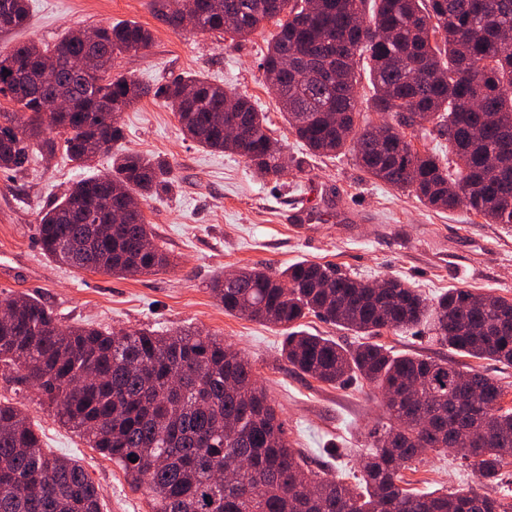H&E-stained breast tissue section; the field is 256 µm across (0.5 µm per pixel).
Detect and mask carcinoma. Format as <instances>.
Returning <instances> with one entry per match:
<instances>
[{
    "instance_id": "carcinoma-1",
    "label": "carcinoma",
    "mask_w": 512,
    "mask_h": 512,
    "mask_svg": "<svg viewBox=\"0 0 512 512\" xmlns=\"http://www.w3.org/2000/svg\"><path fill=\"white\" fill-rule=\"evenodd\" d=\"M174 30L245 38L266 22L278 31L260 63L295 136L313 153L352 150L364 171L439 210L466 208L512 224V0H152ZM30 20L28 0H0V36ZM70 31L53 45L0 52V170L27 169L62 152L84 167L112 155L104 174L81 179L41 214L37 240L53 261L93 273L136 276L171 265L139 200L166 190L169 165L112 153L118 115L141 99L163 100L183 133L211 150L245 157L263 178L288 159L248 97L198 76L151 87L113 73L115 55L148 50L137 23ZM368 62L367 120L359 108ZM448 137L454 168L416 149L405 129ZM112 221H107V217ZM370 288L333 264L280 271L249 267L210 283L224 312L282 328L283 356L302 375L336 386L367 381L387 422L348 483L312 469L288 442L275 403L250 363L196 329L114 332L59 325L27 295L0 300V374L35 387L58 420L118 465L151 512H512L500 484L512 464V408L504 388L452 359L393 355L383 330L427 323L437 341L470 358L512 365V297L451 288L429 299L408 282ZM354 332L345 348L300 329L309 314ZM467 441L475 486L416 493L408 464ZM0 512H102L101 494L73 458L44 452L27 414L0 399Z\"/></svg>"
}]
</instances>
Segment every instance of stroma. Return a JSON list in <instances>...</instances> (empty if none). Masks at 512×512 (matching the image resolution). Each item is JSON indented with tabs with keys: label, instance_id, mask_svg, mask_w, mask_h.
<instances>
[{
	"label": "stroma",
	"instance_id": "1",
	"mask_svg": "<svg viewBox=\"0 0 512 512\" xmlns=\"http://www.w3.org/2000/svg\"><path fill=\"white\" fill-rule=\"evenodd\" d=\"M29 5L28 28L0 37V47L52 44L72 29L141 24L154 34L151 48L119 54L115 72L150 86L199 75L232 88L266 112L271 137L303 165L277 178H259L244 157L199 147L182 134L168 106L143 98L119 117L125 135L120 147L161 158L173 169L171 191L149 199L143 211L174 266L120 277L59 265L44 256L36 237L42 211L73 182L109 167L103 159L79 168L59 153L22 173L0 172V264L21 272L19 281H0V299L36 296L65 326L167 332L192 327L224 338L249 360L286 424L290 444L311 468L326 466L352 478L370 449L371 432L383 422L366 381L333 387L293 371L282 355L283 331L226 314L209 290L211 280L247 266L278 270L315 261L336 264L366 283L399 277L429 297L458 287L512 297V226L488 223L464 208H428L413 194L370 178L351 152L309 155L281 116L260 69L275 23L230 41L217 33L172 30L155 17L150 0H29ZM299 209L314 213L301 231L287 220ZM345 212L357 215V222L343 221ZM377 341L395 354H448L420 327L385 331ZM0 397L37 425L46 450L79 461L100 490L103 512H151L122 470L63 426L38 391L0 379ZM404 475L416 492L464 489L475 482L471 468L453 450L412 463Z\"/></svg>",
	"mask_w": 512,
	"mask_h": 512
}]
</instances>
